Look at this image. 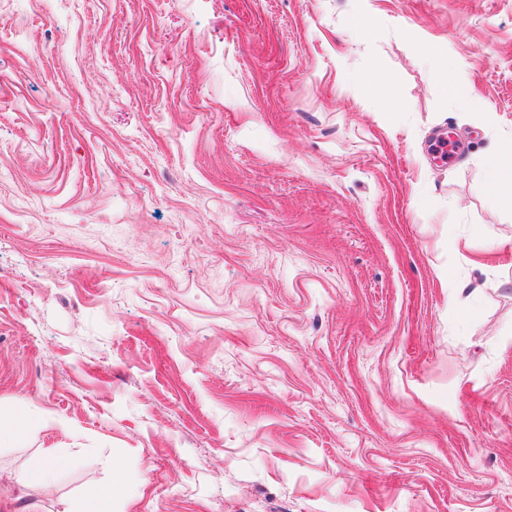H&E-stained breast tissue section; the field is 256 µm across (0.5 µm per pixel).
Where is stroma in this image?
<instances>
[{
  "instance_id": "35a3bbf8",
  "label": "stroma",
  "mask_w": 512,
  "mask_h": 512,
  "mask_svg": "<svg viewBox=\"0 0 512 512\" xmlns=\"http://www.w3.org/2000/svg\"><path fill=\"white\" fill-rule=\"evenodd\" d=\"M510 140L512 0H0V490L512 512ZM431 66L438 74L441 81L442 93L448 99V92L459 106L471 108L472 102L469 100L467 91L457 83L453 68L448 65V57L440 55L434 51L428 52ZM63 461V457L54 453L53 450H46L42 459L32 465L25 467L16 474V483L20 487H37L42 495L51 496L56 487V475L58 465Z\"/></svg>"
}]
</instances>
